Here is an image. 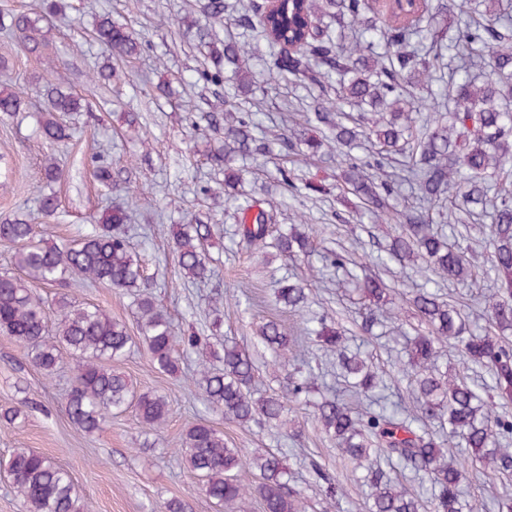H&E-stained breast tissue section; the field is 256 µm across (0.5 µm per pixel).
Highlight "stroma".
<instances>
[{"label":"stroma","mask_w":512,"mask_h":512,"mask_svg":"<svg viewBox=\"0 0 512 512\" xmlns=\"http://www.w3.org/2000/svg\"><path fill=\"white\" fill-rule=\"evenodd\" d=\"M58 9L40 54L25 53L11 36L0 32V89H31L45 82L49 67L59 68L65 87L78 97L81 111L60 114L70 139L53 143L44 139L39 121L46 109L42 97L29 94L21 112L0 114V219L20 213L41 225L48 241L62 245L79 238L87 225L96 223L104 207H120L132 219L125 231L134 250L145 261L150 292L172 320L176 332L193 330L212 336L214 346L236 342L254 359L256 395L281 392L287 370L313 373L316 391L347 389L336 381L335 356L316 343L290 358L287 366L275 365L272 355L257 338L263 320L277 318L290 330L299 317L276 305L274 292L281 278L304 280L310 312L329 313L338 319L354 343H361L362 321L348 290L351 277L369 257L386 247L396 225L373 218L359 198L342 190L339 165L317 160L300 163L291 153L273 151L247 160H234L243 168L237 192L270 203L281 225L297 224L313 235L317 250L310 256L287 259L275 249H243L232 239L237 222L224 194H210V187L224 180V168L212 154L224 143L223 131L208 127L209 105L216 91L234 93L232 83L223 88L198 82L197 73L213 66L190 23L197 19L195 0H56ZM109 16L133 30L145 49L133 59L113 54L93 39L100 16ZM273 48L267 40H253L241 56V71L267 81L260 119L267 139L283 133L289 108L309 111L319 88L269 79ZM112 66L115 75L103 84L92 74ZM57 164L60 181L46 183L44 167ZM112 172L111 185L95 175L96 164ZM295 170L298 185L314 189L295 205L283 202L276 182L279 169ZM56 194L60 207L53 217H43L42 194ZM208 224L212 235L205 250L215 269L211 280L184 279L174 260V236L181 225ZM458 243L467 249L481 278L477 288L441 282L443 294L466 313H481L480 291L495 285L489 272V226L469 220L457 225ZM326 250L349 253L346 267L323 269L320 254ZM383 278L390 292L385 305L393 318L387 335L368 346L389 385L391 397L405 396L408 382L399 372L402 353L395 340L400 333L425 331L415 308L402 298L410 289L425 285L423 273L399 263H389ZM78 302L104 309L126 323L138 336L133 295L102 284L75 279L66 287ZM116 369L139 391L166 395L169 419L158 433L145 434L132 411L112 415L102 429L86 433L70 422L64 396L70 388L74 364L64 360L52 377H44L28 361L23 348L0 336V408L17 407L22 416L14 424L0 425V462L14 449L38 451L66 468L75 483L78 504L84 512H166L165 504L181 500L184 512H219L207 499L197 479L178 453L188 427L208 421L223 432L234 448L254 455L265 450L288 453L292 484L301 492L308 512H322L325 493L313 477L319 464L344 488L333 512H366L367 487L349 480L341 452L318 423L312 404L291 403L289 423L281 431L243 427L224 419L204 404L191 377L196 355H189L174 373L151 368L141 344L116 362ZM466 497L480 512H493L494 499L508 493L504 484L481 466L468 468L463 482Z\"/></svg>","instance_id":"stroma-1"}]
</instances>
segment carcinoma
<instances>
[{
	"label": "carcinoma",
	"mask_w": 512,
	"mask_h": 512,
	"mask_svg": "<svg viewBox=\"0 0 512 512\" xmlns=\"http://www.w3.org/2000/svg\"><path fill=\"white\" fill-rule=\"evenodd\" d=\"M328 6L335 9L331 18L357 23L352 46L333 37L313 0H302L299 26L287 14L275 12L269 20L258 6H236L230 0H198L197 12L211 26L227 17L245 30L260 29L276 44L272 80L307 81L322 88L332 74L343 76L340 103L320 97L314 116L338 147L353 150L363 139L372 143L365 158L347 154L343 180L378 219L399 225L387 248L388 259L409 262L419 271L431 268L444 279L472 281L478 272L445 231L447 204L457 203L469 215L490 212V270L501 286L484 297V312L499 330H512V18L507 5L500 0H458L454 6L465 19L455 23L436 16L422 20V0H395L390 15L373 19L364 17L373 9L369 0H329ZM9 28L20 48L40 52L45 35L38 21L17 14ZM94 37L121 57L132 58L142 50L132 32L108 17L100 20ZM381 46L386 48L383 53L378 52ZM232 76L260 103L265 87L237 69ZM433 78L442 83L441 92H429L423 103L414 90ZM45 93L49 111L40 120L41 135L62 142L68 132L56 113L80 111V100L51 79ZM346 103L365 104L381 116L360 112L354 117L342 110ZM22 106V94L0 92V113L12 115ZM259 129L256 111L224 112V156L247 159L271 152L269 143L256 135ZM277 142L306 159L325 156L322 139L305 137L296 143L284 134ZM395 155L407 156L409 164L392 165ZM406 183L421 206L399 209L393 204ZM236 210L234 235L239 243L257 251L270 245L293 259L314 250L307 233L296 227L283 230L259 200L238 201ZM125 222L124 212L108 211L85 235L62 246L45 244L24 215L0 222V243L17 247L14 270L0 272V335L17 342L30 364L47 377L57 371L63 355L77 362L65 412L88 433L100 430L108 416L130 408L146 430L156 431L170 414L168 399L155 391H134L124 374L110 368L131 349L124 322L66 293L60 294L53 320L36 289L62 287L77 276L135 290L142 345L151 367L159 371H176L182 357L210 345L209 337L194 332L175 335L170 318L144 290V268L124 235ZM210 236L208 224H188L176 236V263L188 277L211 275L204 251ZM355 291L369 300L362 334L380 338L375 327L389 288L379 275L366 272L355 278ZM276 301L302 313L308 294L302 282L288 277L277 289ZM409 301L427 325L426 333L405 346L402 373L413 410L401 412L388 401L373 357L347 353L341 327L319 315L303 319L300 335L338 353L341 378L369 406L358 409L337 394L325 395L315 403V416L336 440L357 482L370 487L369 512L422 509L421 499L378 465L379 458L413 471L427 484L432 512H478L461 488L465 464L489 466L498 477L512 480V420L493 414L465 378L441 370L438 346L447 342L465 363L486 368L488 388L503 398H512V346L500 336L478 333L479 326H471L460 309L426 288L412 290ZM258 340L280 365L288 363L289 347L297 344V337L275 320L259 327ZM218 359L220 368L201 362L196 383L211 409L239 425L277 429L284 425L288 401L311 392L309 376L290 372L284 391L256 398L251 393L256 371L252 357L226 341ZM452 440L459 448L445 449ZM179 453L201 480L204 495L217 505L232 508L255 496L262 512H304L301 493L290 486L287 456L280 451L247 456L230 447L212 425L197 423L186 431ZM3 470L26 512H78L69 471L47 456L20 448ZM312 470L326 498L334 500L342 493L329 473L315 464Z\"/></svg>",
	"instance_id": "carcinoma-1"
}]
</instances>
